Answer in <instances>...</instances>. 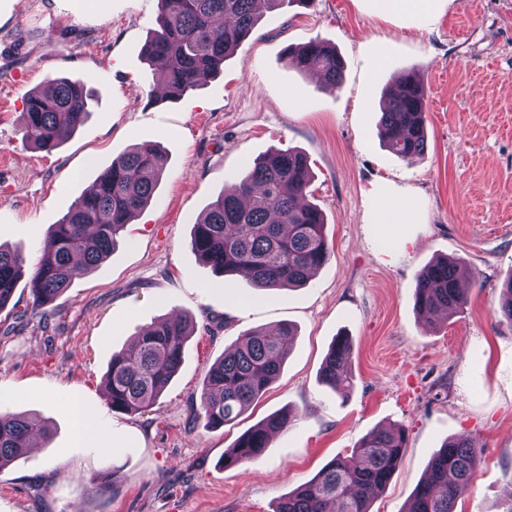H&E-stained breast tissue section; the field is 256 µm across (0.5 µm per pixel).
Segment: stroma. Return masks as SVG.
Returning a JSON list of instances; mask_svg holds the SVG:
<instances>
[{
  "mask_svg": "<svg viewBox=\"0 0 512 512\" xmlns=\"http://www.w3.org/2000/svg\"><path fill=\"white\" fill-rule=\"evenodd\" d=\"M159 0H0V244L28 264L53 224L112 159L162 147L151 203L116 250L47 307L25 285L0 312V409L50 435L0 469V512H274L279 500L373 429L403 426V460L372 512H405L433 454L454 436L481 450L456 512H502L512 499V323L498 312L512 272V0H442L434 17L375 14L368 0H313L262 12L253 37L208 86L154 102L141 50ZM335 46L344 78L325 89L289 52ZM382 66H374L375 58ZM414 71L426 88L425 157L399 158L378 137L383 93ZM80 81L88 121L57 149H34L21 114L50 78ZM303 152L308 200L326 219L330 257L308 284L264 294L199 260L193 225L273 149ZM397 213L375 223L381 200ZM403 242L393 253L389 240ZM469 274L465 306L427 325L417 275L441 257ZM190 316L184 363L158 404L112 411L103 377L113 352L156 320ZM295 331L276 381L236 422L196 423L209 366L245 332ZM351 337L355 382L322 384L336 336ZM96 419L76 433L73 405ZM299 415L261 458L231 470L224 452L266 416ZM116 472L113 488L92 481Z\"/></svg>",
  "mask_w": 512,
  "mask_h": 512,
  "instance_id": "1",
  "label": "stroma"
}]
</instances>
